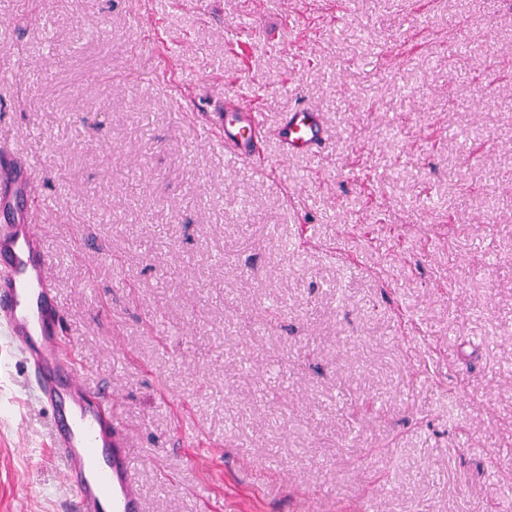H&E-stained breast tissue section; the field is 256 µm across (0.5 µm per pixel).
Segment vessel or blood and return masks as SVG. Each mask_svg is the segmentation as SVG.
I'll return each instance as SVG.
<instances>
[{
    "instance_id": "b4317fda",
    "label": "vessel or blood",
    "mask_w": 512,
    "mask_h": 512,
    "mask_svg": "<svg viewBox=\"0 0 512 512\" xmlns=\"http://www.w3.org/2000/svg\"><path fill=\"white\" fill-rule=\"evenodd\" d=\"M222 114L218 143L230 158L250 160L263 123L251 95L237 94ZM285 154H316L328 129L315 107L286 113L277 127ZM28 163L0 159V340L27 368L18 393L51 414L49 446L62 465L75 512H144L126 436L112 400L91 386L68 344L55 300L43 227L24 217Z\"/></svg>"
}]
</instances>
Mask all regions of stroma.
<instances>
[{"label": "stroma", "instance_id": "obj_1", "mask_svg": "<svg viewBox=\"0 0 512 512\" xmlns=\"http://www.w3.org/2000/svg\"><path fill=\"white\" fill-rule=\"evenodd\" d=\"M238 87L245 163L204 135ZM0 147L146 512H500L512 0H0ZM24 377L0 512H72ZM276 131L282 151L286 155L312 156L326 144L329 136L320 113L311 105L287 112Z\"/></svg>", "mask_w": 512, "mask_h": 512}]
</instances>
